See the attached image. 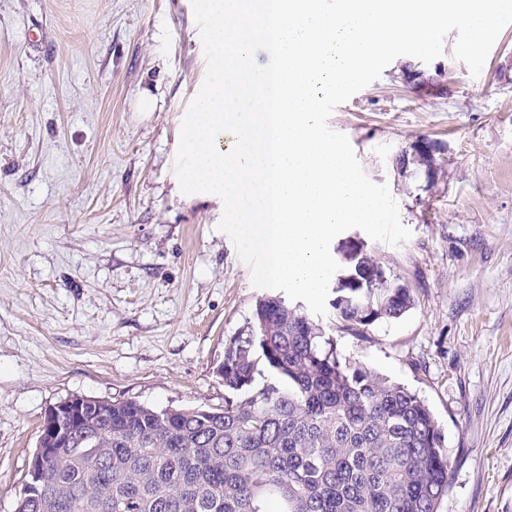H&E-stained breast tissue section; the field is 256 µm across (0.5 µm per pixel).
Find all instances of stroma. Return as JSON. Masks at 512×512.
Masks as SVG:
<instances>
[{
    "label": "stroma",
    "mask_w": 512,
    "mask_h": 512,
    "mask_svg": "<svg viewBox=\"0 0 512 512\" xmlns=\"http://www.w3.org/2000/svg\"><path fill=\"white\" fill-rule=\"evenodd\" d=\"M395 59L335 108L411 237L363 230L415 303L343 358L426 400L451 468L440 512H512V25L479 76ZM206 61L190 0H0V512H14L49 407L73 396L224 405L217 368L258 299L223 203L172 171ZM433 144L435 169L401 152Z\"/></svg>",
    "instance_id": "stroma-1"
}]
</instances>
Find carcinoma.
<instances>
[{
  "label": "carcinoma",
  "mask_w": 512,
  "mask_h": 512,
  "mask_svg": "<svg viewBox=\"0 0 512 512\" xmlns=\"http://www.w3.org/2000/svg\"><path fill=\"white\" fill-rule=\"evenodd\" d=\"M340 252L347 329L413 306L362 241ZM220 367L222 408L92 399V423L23 485L20 512H438L450 461L426 401L343 360L299 308L258 300Z\"/></svg>",
  "instance_id": "cac0c4a2"
}]
</instances>
